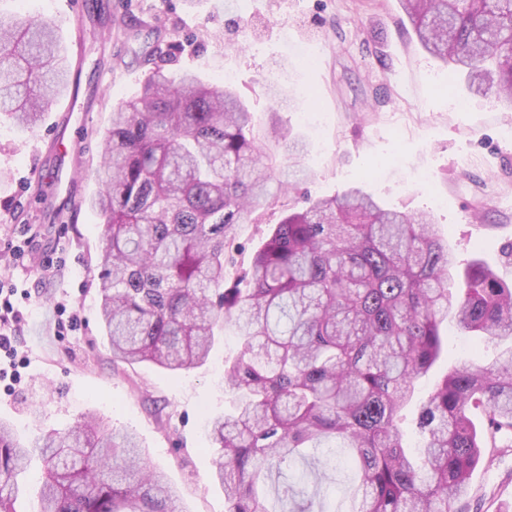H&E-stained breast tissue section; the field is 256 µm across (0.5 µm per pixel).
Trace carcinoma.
Returning a JSON list of instances; mask_svg holds the SVG:
<instances>
[{"instance_id":"1","label":"carcinoma","mask_w":512,"mask_h":512,"mask_svg":"<svg viewBox=\"0 0 512 512\" xmlns=\"http://www.w3.org/2000/svg\"><path fill=\"white\" fill-rule=\"evenodd\" d=\"M400 2L427 53L512 108V0ZM68 72L53 28L0 15L1 115L36 125ZM306 156L287 131L267 145L232 87L152 68L112 113L97 169L112 359L179 373L207 361L224 325L236 329L224 364L236 406L210 421L225 512H335L314 510L332 480L321 449L333 445L355 473L348 512H468L461 498L482 456L512 448V348L488 367L447 368L414 446L405 412L442 360L444 321L480 343L512 339V282L477 257L459 268L430 214L388 209L359 187L302 210L283 202L273 173L285 158L299 181ZM275 207L245 272H231L237 226ZM36 455L37 512H179L133 435L94 417L32 440L0 423V512H16L18 476ZM294 460L311 488L280 481Z\"/></svg>"}]
</instances>
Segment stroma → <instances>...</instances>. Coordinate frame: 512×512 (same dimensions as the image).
<instances>
[{
  "mask_svg": "<svg viewBox=\"0 0 512 512\" xmlns=\"http://www.w3.org/2000/svg\"><path fill=\"white\" fill-rule=\"evenodd\" d=\"M0 15L54 27L78 79L77 100L56 98L37 127L0 118V279L31 293L17 324L26 378L0 395V421L19 436L63 434L95 414L136 434L182 512H225L207 429L231 405L224 362L237 352L234 329L203 366L174 376L113 361L100 323L95 170L149 51L166 70L208 82L233 73L261 131L277 125L307 142L311 177L287 190L296 205L360 183L385 206L431 213L460 262L477 253L512 279L502 252L512 241V140L499 137L512 112L427 54L399 0H87L76 18L64 0H0ZM72 101L88 115L77 139ZM426 172L433 186L421 184ZM58 304L75 329L56 330ZM463 501L471 512H512V454L479 464Z\"/></svg>",
  "mask_w": 512,
  "mask_h": 512,
  "instance_id": "35a3bbf8",
  "label": "stroma"
}]
</instances>
